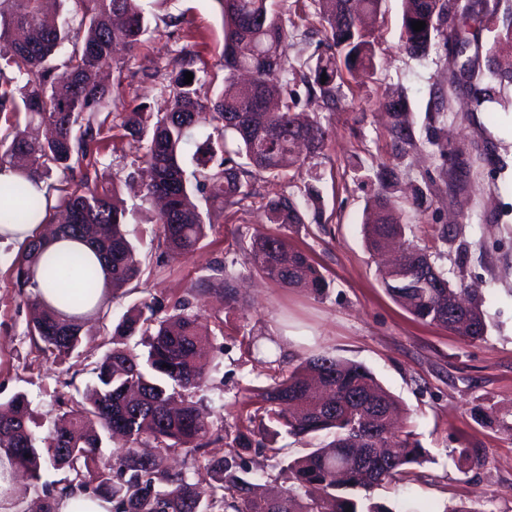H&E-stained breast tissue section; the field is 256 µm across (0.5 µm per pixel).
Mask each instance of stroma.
Instances as JSON below:
<instances>
[{"label": "stroma", "instance_id": "obj_1", "mask_svg": "<svg viewBox=\"0 0 512 512\" xmlns=\"http://www.w3.org/2000/svg\"><path fill=\"white\" fill-rule=\"evenodd\" d=\"M402 13L403 0H386L374 29L376 67L341 83L336 109L315 98L298 105L304 119L329 131L302 176L262 183L244 207L214 215L196 252L168 264L157 262L151 205L123 186L140 166L144 145L122 131H105L100 180L120 184L119 203L134 215L127 231L142 274L112 301L107 318L90 315L78 354L60 360L27 336L29 310L11 266L17 249L0 243V402L24 394L34 419L50 426L82 402L107 351L144 352V336L112 333L130 308L146 299L165 307L187 299L221 347L218 367L197 398L208 408H223L227 437L258 429L255 389L301 357L328 354L369 368L400 401L407 428L428 454L422 479L407 488L394 481L375 487L372 502L390 512H398L407 497L433 512H512V109L490 104L465 111V94L448 84L453 44L439 38L424 58L408 56L400 40ZM172 15L181 25L168 26ZM189 35L196 42L193 70L206 74L212 87L222 86L224 28L216 0H167L150 20L138 59L149 66L166 63ZM124 87L127 101L148 112L170 106L160 81L130 76ZM398 96L407 101L414 140L401 153L394 150L392 118L384 108ZM382 165L396 174L385 188L376 179ZM309 183L320 192L319 218L285 229L268 222V198L301 195ZM380 192L406 224L407 240L427 251L451 284L470 288L485 314L482 338L416 320L386 293L379 260L362 236L365 209ZM256 228L283 233L307 252L328 282L324 294L284 288L245 268L236 240ZM219 261L236 278L230 307L219 287ZM199 281L210 283V290L191 292ZM283 334L288 344L276 356L258 354L253 346ZM303 452L302 443L282 434L245 461L252 474L271 481L285 459Z\"/></svg>", "mask_w": 512, "mask_h": 512}]
</instances>
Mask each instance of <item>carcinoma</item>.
Instances as JSON below:
<instances>
[{
	"mask_svg": "<svg viewBox=\"0 0 512 512\" xmlns=\"http://www.w3.org/2000/svg\"><path fill=\"white\" fill-rule=\"evenodd\" d=\"M135 0H64L57 13L42 9L41 0H0V165L15 167L21 179L7 186L22 206L0 210V224H61L66 240L95 245L109 278L100 283L95 265L83 263L82 301L104 288L97 312L109 308L126 285L141 275V262L128 239L127 212L113 203L117 188L99 181L100 148L107 122L146 140L142 162L150 181L139 189L146 202H163L156 215L163 250L157 263L166 264L193 252L211 223V209L224 210L254 195L255 183L300 171L304 159L296 151L304 140L307 154L320 152L328 131L317 122L301 124L293 109L301 96H319L336 106V81L375 66L373 29L385 0H317L324 22L326 50L310 74L289 78L288 47L296 23L286 24L278 0H215L224 24V84L208 94L197 76L186 84L195 52L186 44L178 51V67L143 72L162 78L170 108L156 117L142 105L128 112L123 71L114 59L115 45L132 50L148 31V8ZM401 44L411 56L427 53L437 37L453 40L465 51L471 44L467 26L497 18L500 0H403ZM425 22L416 32L411 23ZM487 69L479 53L448 69V83L464 88L478 111L496 101L497 87L512 84V67L502 70L492 57L506 45L512 49V14L494 28ZM113 68L115 82L104 85L100 71ZM326 81H321V75ZM392 130L400 144L409 143L407 115L400 102L388 104ZM194 146V168L187 171L182 153ZM59 183L49 182L53 173ZM46 183L44 197L29 193L27 181ZM56 204H51L52 193ZM201 195L207 209L195 202ZM314 186H305L304 200L282 194L265 203L269 223L286 228L305 223L306 209L318 205ZM406 225L379 193L362 224L365 246L374 252L387 238H401ZM46 243L36 235L14 258L16 286L30 308L28 334L41 350L62 358L81 343L80 317H64L32 291L35 267ZM243 264L287 288H308L320 295L324 276L303 251L280 235L258 229L238 239ZM424 250L409 245L400 256V271H383L392 298L416 319L476 339L486 322L478 306L463 304L462 288H438L426 282ZM155 302L131 308L115 325L113 335L151 336L145 353L113 349L94 369L96 380L85 401L59 416L38 439L29 427L28 404L22 395L0 403V453L10 457L31 480L41 481L51 467L64 477L41 485L43 512H56L57 498L91 491L112 501L115 512H382L367 492L387 481L409 485L419 479L416 467L426 451L410 431L394 424L398 401L363 364L321 354L302 359L272 379L259 394L262 418L305 443L307 451L289 461L282 474L286 486L277 498L263 492L261 478L249 476L243 456L253 447L251 431H240L227 455L209 450L224 436V410L204 413L191 400L213 368L214 346L199 324L200 315L179 301L159 316ZM322 383L327 401L308 403L311 381ZM187 393L178 413L168 404ZM121 435L126 446L112 457L102 454L105 435ZM156 442L157 452L144 456L137 445L143 436ZM180 450L193 468L204 469L214 485L203 500L189 476L165 466L166 455Z\"/></svg>",
	"mask_w": 512,
	"mask_h": 512,
	"instance_id": "obj_1",
	"label": "carcinoma"
}]
</instances>
